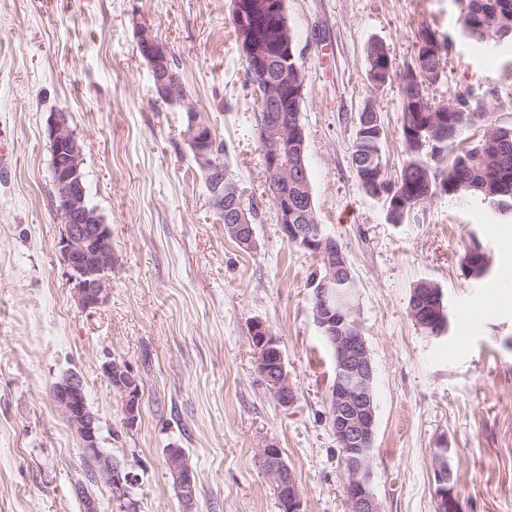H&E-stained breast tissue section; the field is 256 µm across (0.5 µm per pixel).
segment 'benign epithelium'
<instances>
[{"label":"benign epithelium","instance_id":"obj_1","mask_svg":"<svg viewBox=\"0 0 512 512\" xmlns=\"http://www.w3.org/2000/svg\"><path fill=\"white\" fill-rule=\"evenodd\" d=\"M285 0H247L237 12L235 27L252 85L261 87L257 128L262 131V161L270 197L277 211L284 239L293 246L314 254L322 265L318 288L314 289L312 316L315 324L332 346L335 359V385L331 388L329 424L342 454L344 495L349 512H380L371 485L369 459L376 437L375 370L367 342L357 320L355 298L358 288L351 283L352 272L343 252L336 251L335 239L321 224H296L301 213L313 214L307 199L289 193V186L306 180L302 156L295 148L303 137L304 127L294 113L300 111L303 88L301 68L285 28ZM136 49L151 68L155 93L161 101L185 113L182 135L208 176V188L214 208L226 216L225 230L238 243L252 249L256 245L250 214L239 204V184L226 176L216 164L215 137L210 126L181 91L182 79L171 64L167 47L144 23L135 26ZM391 68L380 61L373 65L369 82L381 87L389 81ZM439 78L431 57L417 61L407 79L419 87ZM51 150V175L54 204L62 226L59 242L62 260L69 271L74 297L84 310L97 309L107 300L112 273L110 231L97 211L90 208L83 174V148L62 112L51 114L45 129ZM435 320L444 315L442 306H434L419 295L409 306L415 325L427 337L439 338L431 331L427 310ZM252 342L262 379L277 403L293 405L296 394L279 340L265 323L253 326ZM103 371L119 394L125 423L134 426L141 409L138 379L123 365L106 362ZM53 402L79 439L85 455L95 461L98 479L113 489L126 508L134 512L135 500L129 486L133 476L119 461L100 446L98 420L90 409L83 377L76 371L64 375L54 384ZM451 449L441 448L435 458L436 501L438 512H463L456 492L450 465ZM262 470L270 481L282 512H304L303 499L293 471L281 449L268 442L258 451ZM167 464L174 489L189 512L196 498V480L184 451L167 449Z\"/></svg>","mask_w":512,"mask_h":512}]
</instances>
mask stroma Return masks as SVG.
Returning a JSON list of instances; mask_svg holds the SVG:
<instances>
[{
	"label": "stroma",
	"instance_id": "1",
	"mask_svg": "<svg viewBox=\"0 0 512 512\" xmlns=\"http://www.w3.org/2000/svg\"><path fill=\"white\" fill-rule=\"evenodd\" d=\"M230 0H0V512H119L108 486L52 400L79 372L102 448L135 482L138 512H280L257 453L281 449L305 512H348L329 425L334 355L312 317L311 253L289 245L267 190L257 102L233 31ZM463 0H286L302 66L300 120L317 217L359 283L358 320L375 368L372 488L380 512H437L434 455L451 449L464 512H512V278L499 233L512 211L434 196L402 223L361 188L351 166L356 116L374 102L384 156L405 153L398 81L372 88L366 49L382 42L395 72L422 30L449 46L432 103L468 93L491 122L512 127V42L486 47L462 26ZM164 43L189 98L211 127L219 160L247 188L254 249L224 231L204 171L181 135L184 114L159 101L134 29ZM65 113L83 147L88 202L108 225L112 289L101 307L77 304L60 254L52 195L51 113ZM489 255L486 276L461 269ZM436 283L448 331L429 338L408 314L412 288ZM280 342L296 400L281 407L257 369L255 322ZM139 380L138 422L102 366ZM183 449L197 479L192 510L173 487L166 451Z\"/></svg>",
	"mask_w": 512,
	"mask_h": 512
}]
</instances>
